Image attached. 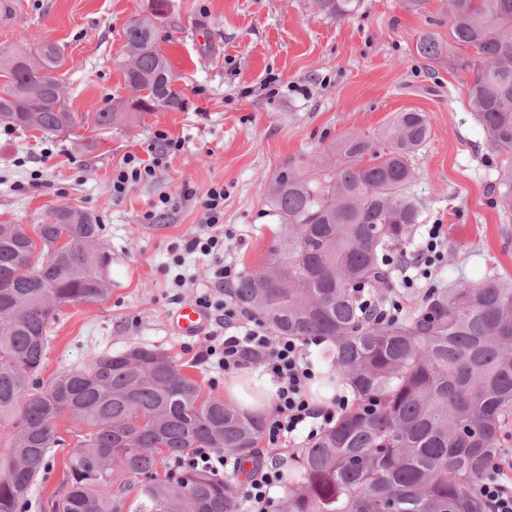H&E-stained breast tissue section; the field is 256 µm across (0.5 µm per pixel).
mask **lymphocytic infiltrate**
I'll use <instances>...</instances> for the list:
<instances>
[{
	"label": "lymphocytic infiltrate",
	"instance_id": "f902f5d3",
	"mask_svg": "<svg viewBox=\"0 0 512 512\" xmlns=\"http://www.w3.org/2000/svg\"><path fill=\"white\" fill-rule=\"evenodd\" d=\"M177 147V142L164 137L154 146L151 160L128 156L123 167L112 175L113 196L122 197L130 184L154 176L168 153ZM201 206L208 215V230L188 239L184 250L189 254L211 257L217 286L222 288L232 285L239 278L240 272L224 258V227L220 222L224 214L223 187H209L201 198ZM198 302L218 311V325L226 331L222 338L214 333L209 334L203 360L214 363L228 376L255 362L277 384L275 405L264 427L268 446L284 447L303 430L307 431L309 437H316L318 430L313 426L314 421L329 425L337 413L347 407L349 400L343 395L336 397L327 407H319L312 402L309 386L315 378V372L305 351V341L272 335L258 323L245 335H233V328L240 325L241 311L232 304L212 301L206 294L199 296Z\"/></svg>",
	"mask_w": 512,
	"mask_h": 512
}]
</instances>
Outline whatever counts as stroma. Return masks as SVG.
I'll use <instances>...</instances> for the list:
<instances>
[{"label":"stroma","instance_id":"1","mask_svg":"<svg viewBox=\"0 0 512 512\" xmlns=\"http://www.w3.org/2000/svg\"><path fill=\"white\" fill-rule=\"evenodd\" d=\"M145 0H0V47L27 49L40 40L59 44L58 70L72 112L83 122L71 134L46 138L0 124V224L40 223L58 207L87 211L102 226L101 243L112 255V294L79 302L54 325L41 377L83 366L102 350L147 344L174 357L204 394L224 392V375L198 359L204 337L173 333L168 318L202 294L219 296L211 260L184 255L187 239L201 231L198 200L211 185L224 187L225 227L234 231L224 256L239 271L258 267L279 233L267 189L285 161L332 153L354 133H369L395 113H425L429 139L412 158L410 191L423 207L405 250L417 252L430 224L442 225L458 253L445 258L431 279L405 288L404 270L391 271L392 296L404 312L431 287L490 273L512 277V211L495 203L492 183L500 158L467 104V73L447 62L421 60L414 49L426 31L447 38L434 24L439 2L425 14L403 11L398 0H362L357 16H318L312 0H171L160 25L159 47L184 99L179 111H156L140 123L103 134L86 113L130 97L122 73L125 28ZM179 141L154 177L112 196V173L128 155L148 158L156 134ZM100 149H90V142ZM195 191L184 201L183 190ZM178 199L155 222L144 215L159 196ZM185 284L173 285L175 275ZM64 444L34 489L40 512L62 493L79 424L57 421Z\"/></svg>","mask_w":512,"mask_h":512}]
</instances>
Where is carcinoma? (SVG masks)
Listing matches in <instances>:
<instances>
[{
	"label": "carcinoma",
	"instance_id": "cac0c4a2",
	"mask_svg": "<svg viewBox=\"0 0 512 512\" xmlns=\"http://www.w3.org/2000/svg\"><path fill=\"white\" fill-rule=\"evenodd\" d=\"M126 29L127 85L140 93L93 113L98 129L130 127L150 111L180 110L169 60L159 49L158 12ZM316 14L350 19L360 0H313ZM448 41L426 31L415 41L429 63H463L468 105L503 157L493 185L512 210V0H440ZM0 123L60 135L77 115L54 70L58 46L0 49ZM430 136L423 112H398L372 135L343 140L336 158L290 160L267 190L281 232L262 265L231 295L279 336L321 337L336 379L355 400L307 448L292 450L279 512H488L478 486L502 445L512 410V277L489 275L434 288L403 320L365 312L364 290L385 297L383 259L422 222L409 193L411 156ZM25 230L0 224V512H28L48 455L63 444L56 420L82 426L65 494L54 512H238L239 491L204 469L166 465L199 448L238 459L257 453L264 418L212 395L173 358L138 344L104 350L44 385L51 326L76 302L112 294L111 253L101 225L59 208Z\"/></svg>",
	"mask_w": 512,
	"mask_h": 512
}]
</instances>
